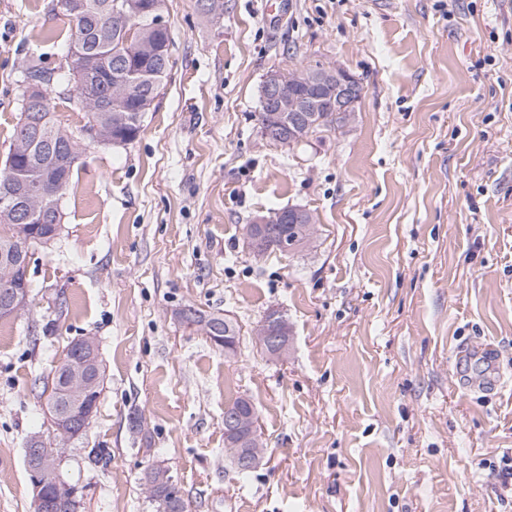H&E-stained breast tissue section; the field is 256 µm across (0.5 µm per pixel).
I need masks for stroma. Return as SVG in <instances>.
I'll use <instances>...</instances> for the list:
<instances>
[{"label": "stroma", "mask_w": 512, "mask_h": 512, "mask_svg": "<svg viewBox=\"0 0 512 512\" xmlns=\"http://www.w3.org/2000/svg\"><path fill=\"white\" fill-rule=\"evenodd\" d=\"M174 66L138 137L90 151L27 307L0 320V512H34L25 448L58 452L76 512H156L169 469L188 512H512V0H166ZM56 0H0V161L25 58L63 63ZM342 64L349 125L265 141L271 71ZM297 207L314 239L254 255L246 227ZM239 328L224 354L177 318ZM283 312L280 358L254 334ZM97 337L85 435L58 445L44 385ZM251 400L266 450L237 477L224 409ZM143 428H135V419ZM108 453L106 466L88 460ZM167 469L157 471L152 481H148L145 477L142 478L143 486L149 494V498L157 503V508L161 512H171L169 509L172 504L182 499L177 484L174 483L172 475L168 473ZM168 473V474H167ZM162 475L160 479L159 476Z\"/></svg>", "instance_id": "obj_1"}]
</instances>
